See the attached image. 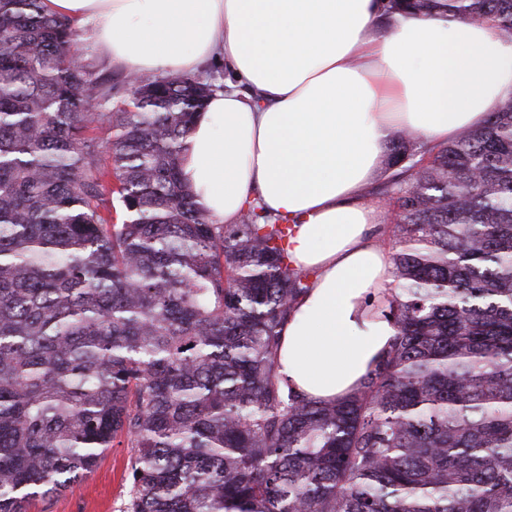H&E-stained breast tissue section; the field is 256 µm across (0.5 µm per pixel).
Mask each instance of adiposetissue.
I'll return each mask as SVG.
<instances>
[{
	"instance_id": "obj_1",
	"label": "adipose tissue",
	"mask_w": 512,
	"mask_h": 512,
	"mask_svg": "<svg viewBox=\"0 0 512 512\" xmlns=\"http://www.w3.org/2000/svg\"><path fill=\"white\" fill-rule=\"evenodd\" d=\"M90 26L127 75L227 76L194 122L182 179L217 224L252 204L290 224L307 288L280 327L281 385L306 399L357 392L396 334L380 207L365 199L394 130L431 145L512 98V42L450 10L384 0H44ZM387 2L386 9L389 13L409 10L420 15H430L443 6L438 0H388Z\"/></svg>"
}]
</instances>
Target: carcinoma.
Masks as SVG:
<instances>
[{
    "mask_svg": "<svg viewBox=\"0 0 512 512\" xmlns=\"http://www.w3.org/2000/svg\"><path fill=\"white\" fill-rule=\"evenodd\" d=\"M451 7L512 41V0ZM75 36L42 0H0V512L118 437L122 512H512V98L445 145L393 135L397 334L324 403L277 378L307 288L288 225L255 205L215 224L181 178L219 86L114 82Z\"/></svg>",
    "mask_w": 512,
    "mask_h": 512,
    "instance_id": "cac0c4a2",
    "label": "carcinoma"
}]
</instances>
